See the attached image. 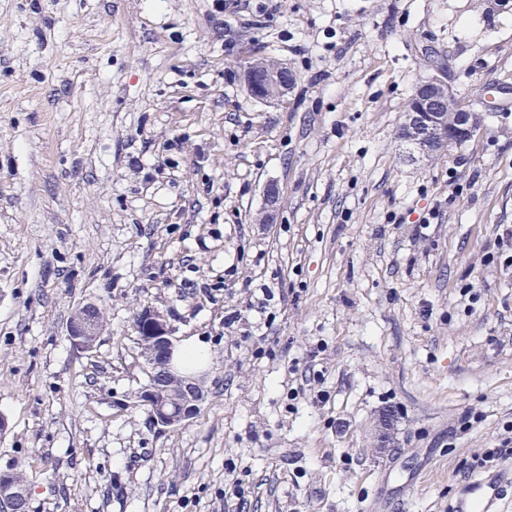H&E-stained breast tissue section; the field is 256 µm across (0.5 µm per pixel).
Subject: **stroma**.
Instances as JSON below:
<instances>
[{
    "label": "stroma",
    "mask_w": 512,
    "mask_h": 512,
    "mask_svg": "<svg viewBox=\"0 0 512 512\" xmlns=\"http://www.w3.org/2000/svg\"><path fill=\"white\" fill-rule=\"evenodd\" d=\"M437 68L482 125L413 162ZM145 309L213 354L174 429ZM0 417L28 512H448L512 425V0H0ZM260 70L246 67L243 79L251 92L259 99L272 100L284 95L293 83V75L280 62L259 64ZM99 315L93 305L85 306L75 315L70 325V338L74 345L81 349H91L98 337ZM140 316L147 320L139 341L148 382L136 394V404L147 411L155 427L177 428L197 414L204 399L202 381L175 370V343L166 319L150 310L142 311Z\"/></svg>",
    "instance_id": "obj_1"
}]
</instances>
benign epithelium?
<instances>
[{
	"label": "benign epithelium",
	"mask_w": 512,
	"mask_h": 512,
	"mask_svg": "<svg viewBox=\"0 0 512 512\" xmlns=\"http://www.w3.org/2000/svg\"><path fill=\"white\" fill-rule=\"evenodd\" d=\"M243 79L259 99L272 100L284 95L293 83V75L280 63H264L259 69L245 68ZM482 121L474 108L456 104L441 71L429 75L417 86L406 114L409 153L430 156L468 141ZM146 320L139 337L140 356L148 373V382L136 394V404L144 408L151 423L160 429L177 428L197 414L204 399L202 381L179 374L173 364L174 338L166 319L150 310L140 313ZM99 315L93 305L85 306L70 325V338L81 349H91L98 337ZM13 504V512H27L25 484L18 483L0 495Z\"/></svg>",
	"instance_id": "1"
}]
</instances>
